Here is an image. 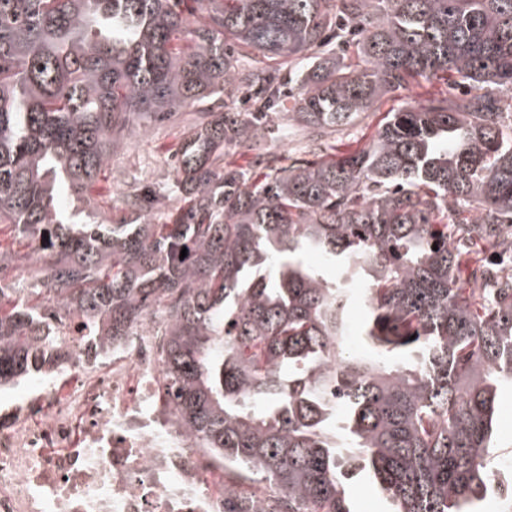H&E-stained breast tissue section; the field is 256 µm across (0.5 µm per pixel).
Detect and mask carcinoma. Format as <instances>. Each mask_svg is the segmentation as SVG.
<instances>
[{"instance_id": "carcinoma-1", "label": "carcinoma", "mask_w": 512, "mask_h": 512, "mask_svg": "<svg viewBox=\"0 0 512 512\" xmlns=\"http://www.w3.org/2000/svg\"><path fill=\"white\" fill-rule=\"evenodd\" d=\"M183 2L0 0V224L40 275L0 285V384L67 361L72 313L103 346L160 313L180 426L269 490L225 512H354L350 462L393 512H480L512 386V270L481 256L512 235V0H193L194 28ZM440 73L448 92L353 152L224 163L263 162L287 82L288 119L324 133ZM215 95L175 151L166 223L138 189L120 224L63 223L60 188L85 196L127 132Z\"/></svg>"}]
</instances>
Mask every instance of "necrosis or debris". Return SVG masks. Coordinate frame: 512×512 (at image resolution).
<instances>
[{
    "label": "necrosis or debris",
    "instance_id": "1",
    "mask_svg": "<svg viewBox=\"0 0 512 512\" xmlns=\"http://www.w3.org/2000/svg\"><path fill=\"white\" fill-rule=\"evenodd\" d=\"M61 336L69 361L0 417V512H224L243 481L159 396L157 318L97 357L79 321Z\"/></svg>",
    "mask_w": 512,
    "mask_h": 512
}]
</instances>
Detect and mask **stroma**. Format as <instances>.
I'll return each mask as SVG.
<instances>
[{
  "mask_svg": "<svg viewBox=\"0 0 512 512\" xmlns=\"http://www.w3.org/2000/svg\"><path fill=\"white\" fill-rule=\"evenodd\" d=\"M446 89L447 85L441 79L410 84L396 96L381 98L348 134H333L328 141L335 145L340 154L363 147L370 142L386 112L409 103H424L429 95ZM197 116V106L189 105L174 111L149 135H141L136 130L129 131L122 148L100 174L91 193L80 200L68 195L62 196L61 207L70 212L79 211L81 219L87 222L92 220L98 224H117L128 216L123 191L127 184L135 183L162 192L163 197L156 205L151 221L155 224L164 223L167 211L183 204L181 194L174 188L176 170L173 154L183 137L190 132ZM262 134L266 146L278 155L306 145L311 138L307 127L277 116L263 128ZM0 246L20 255L19 261L6 272V285L24 288L34 282L38 270L34 253L27 243L17 240L11 225L0 224Z\"/></svg>",
  "mask_w": 512,
  "mask_h": 512,
  "instance_id": "35a3bbf8",
  "label": "stroma"
}]
</instances>
